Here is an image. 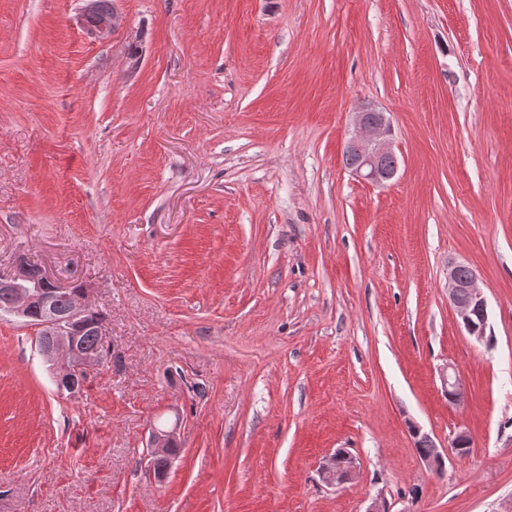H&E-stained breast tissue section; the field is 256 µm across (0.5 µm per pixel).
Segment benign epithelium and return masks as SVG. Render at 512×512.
Returning <instances> with one entry per match:
<instances>
[{
    "label": "benign epithelium",
    "instance_id": "benign-epithelium-1",
    "mask_svg": "<svg viewBox=\"0 0 512 512\" xmlns=\"http://www.w3.org/2000/svg\"><path fill=\"white\" fill-rule=\"evenodd\" d=\"M393 129L387 113L368 105L355 113L354 128L347 141L345 152L355 157L352 173L367 182L381 184L393 178L382 175V163L395 157L391 147ZM468 270L465 278L460 271ZM40 282L25 281L24 268L15 263L13 272L0 274V292L10 296L5 313L23 320L39 312L42 326L50 328L48 339L41 345L40 353L49 363L59 389L71 396L80 394L91 372L107 363V357L84 348L80 336L85 331L86 316L94 309L88 291H78L62 283L46 269L39 272ZM70 294V306L64 312L55 308L53 299L58 294ZM448 299L459 324L469 332L476 331L488 321V301L476 272L463 262L448 263ZM440 378L444 392L463 398L462 380L457 369L449 364L441 369ZM177 444V428L151 429L148 448L152 457H171ZM355 461H350L348 476L339 477L335 462H324L320 468L323 481L329 486L339 485L353 475Z\"/></svg>",
    "mask_w": 512,
    "mask_h": 512
}]
</instances>
